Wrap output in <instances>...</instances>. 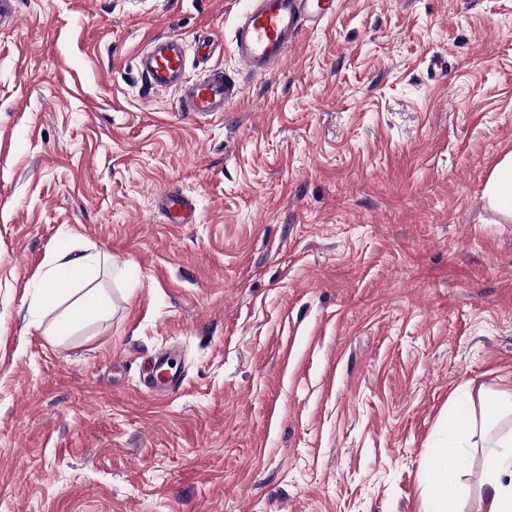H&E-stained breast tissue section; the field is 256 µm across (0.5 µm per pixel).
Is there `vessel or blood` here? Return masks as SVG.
Wrapping results in <instances>:
<instances>
[{
  "label": "vessel or blood",
  "instance_id": "vessel-or-blood-1",
  "mask_svg": "<svg viewBox=\"0 0 512 512\" xmlns=\"http://www.w3.org/2000/svg\"><path fill=\"white\" fill-rule=\"evenodd\" d=\"M337 4L338 0H249L234 31L233 55L240 71L252 77L275 72L302 32L332 18ZM218 46L215 39L202 42V51L197 57L201 71L191 77L186 70L183 38L161 34L152 38L140 52L137 65L151 89L175 94L182 114L217 116L224 114L241 95L240 87L225 78L223 69L209 64ZM160 200L175 213L177 223H189L194 212L190 197L169 191L161 194ZM150 372L153 377L150 391L154 395H167L180 384L170 355L155 357L150 363Z\"/></svg>",
  "mask_w": 512,
  "mask_h": 512
}]
</instances>
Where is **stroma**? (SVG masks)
Segmentation results:
<instances>
[{
  "instance_id": "35a3bbf8",
  "label": "stroma",
  "mask_w": 512,
  "mask_h": 512,
  "mask_svg": "<svg viewBox=\"0 0 512 512\" xmlns=\"http://www.w3.org/2000/svg\"><path fill=\"white\" fill-rule=\"evenodd\" d=\"M247 4L19 0L0 27V512H421L453 399L512 388V222L483 199L512 0H344L262 77ZM163 32L222 37L224 116L141 79ZM66 237L114 266L58 341L31 304ZM162 205L173 211L177 216L175 223L172 224H191L190 219L194 212L193 200L184 195H178L173 192H165L159 196ZM149 372L153 377L149 388L155 396H165L180 384V379L170 355L162 354L151 360Z\"/></svg>"
}]
</instances>
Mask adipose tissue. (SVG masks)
I'll return each mask as SVG.
<instances>
[{"instance_id":"adipose-tissue-1","label":"adipose tissue","mask_w":512,"mask_h":512,"mask_svg":"<svg viewBox=\"0 0 512 512\" xmlns=\"http://www.w3.org/2000/svg\"><path fill=\"white\" fill-rule=\"evenodd\" d=\"M484 197L488 208L502 220H512V152L503 155L490 170ZM99 261V254L70 244L56 249L36 285L33 301L36 314L52 317L46 335L67 338L76 327L104 314L107 300L91 285V272ZM488 408L512 420V390L467 389L459 405L449 412L450 440L438 451L426 486L423 512H466L467 497L459 473L448 465V454L475 449L482 455V512H512V431L492 434L481 415Z\"/></svg>"}]
</instances>
